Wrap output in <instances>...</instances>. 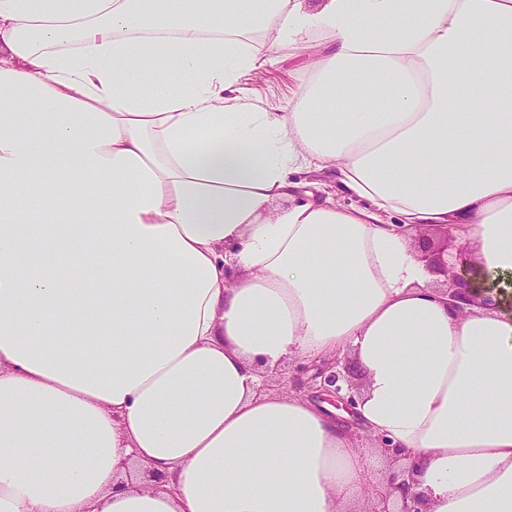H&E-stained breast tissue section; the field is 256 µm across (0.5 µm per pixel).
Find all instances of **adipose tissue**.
I'll return each mask as SVG.
<instances>
[{"label":"adipose tissue","instance_id":"obj_1","mask_svg":"<svg viewBox=\"0 0 512 512\" xmlns=\"http://www.w3.org/2000/svg\"><path fill=\"white\" fill-rule=\"evenodd\" d=\"M254 29L321 42L287 104L233 93ZM1 46L0 512H352L353 421L512 512V317L404 235L512 281V0H0ZM299 170L353 204L275 209ZM347 352L352 412L260 389ZM422 241L424 249L428 250H421V253L416 254L415 256L419 261L423 262L430 271L446 278L445 281L444 278L437 277L432 280L430 286L445 290L447 289V283L448 289L446 292H448L450 300H461L467 302L470 300L474 301L475 296L471 294L473 290H479V294L482 295H484L486 291L495 290V286H488L485 288L481 286V283L479 282L483 280L481 278V274H479L472 265L467 269V276L458 272V266L462 267L463 261L468 260V254L466 253L467 249L464 245H461L457 249V263L448 266V261L444 259V254H448V250L455 251V248L458 245L456 242L448 241V247L437 248L429 241L426 242V239H422ZM448 280H451V287L449 286Z\"/></svg>","mask_w":512,"mask_h":512}]
</instances>
